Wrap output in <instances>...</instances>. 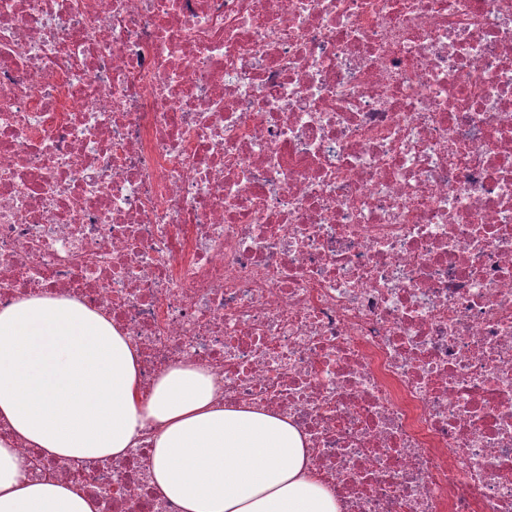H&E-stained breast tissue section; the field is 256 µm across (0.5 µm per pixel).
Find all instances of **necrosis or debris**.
Segmentation results:
<instances>
[{
  "label": "necrosis or debris",
  "mask_w": 512,
  "mask_h": 512,
  "mask_svg": "<svg viewBox=\"0 0 512 512\" xmlns=\"http://www.w3.org/2000/svg\"><path fill=\"white\" fill-rule=\"evenodd\" d=\"M67 297L300 430L342 512H512V0H0V308ZM36 470L180 512L147 445Z\"/></svg>",
  "instance_id": "4bbe7bcc"
}]
</instances>
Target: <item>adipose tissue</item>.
<instances>
[{
    "label": "adipose tissue",
    "instance_id": "ef3b65f1",
    "mask_svg": "<svg viewBox=\"0 0 512 512\" xmlns=\"http://www.w3.org/2000/svg\"><path fill=\"white\" fill-rule=\"evenodd\" d=\"M139 353L100 311L66 298L0 309V512H98L73 484L37 477L18 444L68 459L149 441L150 481L181 512H341L287 418L215 400L205 367L178 364L141 406Z\"/></svg>",
    "mask_w": 512,
    "mask_h": 512
}]
</instances>
